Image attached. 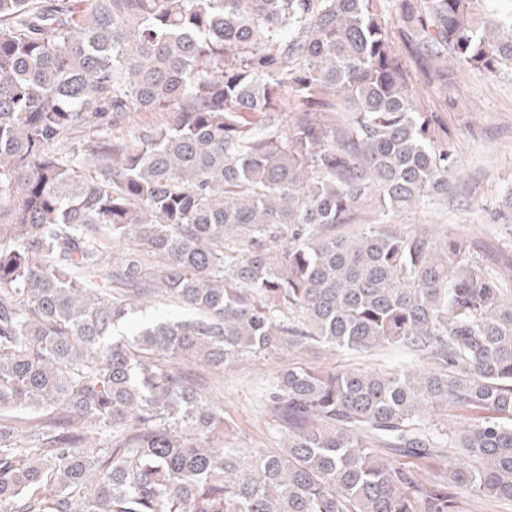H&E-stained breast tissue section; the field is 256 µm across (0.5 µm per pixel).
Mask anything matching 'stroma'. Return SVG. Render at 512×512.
<instances>
[{
	"label": "stroma",
	"mask_w": 512,
	"mask_h": 512,
	"mask_svg": "<svg viewBox=\"0 0 512 512\" xmlns=\"http://www.w3.org/2000/svg\"><path fill=\"white\" fill-rule=\"evenodd\" d=\"M423 105L440 113L454 130V154L466 178L449 190L446 199L390 216V223L410 231L438 228L464 233L475 240L481 263L512 262V233L505 231L501 219L512 207V73L463 70L449 91L427 89ZM403 358L398 349L332 357L306 348L262 355L221 372L191 359L179 360L178 365L223 409L239 447L273 450L281 442L261 394L274 372L299 364L384 370Z\"/></svg>",
	"instance_id": "obj_1"
}]
</instances>
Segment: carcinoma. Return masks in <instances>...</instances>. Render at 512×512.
I'll return each instance as SVG.
<instances>
[{
  "mask_svg": "<svg viewBox=\"0 0 512 512\" xmlns=\"http://www.w3.org/2000/svg\"><path fill=\"white\" fill-rule=\"evenodd\" d=\"M379 2L0 0V512L512 500V296L468 236L358 219L457 175ZM490 2L399 0L423 84L512 69ZM305 347L432 368L276 373L272 453L174 364ZM184 314L185 312L181 309L169 304H163L161 302L146 310L142 309V311L135 312L132 318L121 324L118 328H115L114 332H124L129 326L133 324L151 321L160 317H181Z\"/></svg>",
  "mask_w": 512,
  "mask_h": 512,
  "instance_id": "carcinoma-1",
  "label": "carcinoma"
}]
</instances>
